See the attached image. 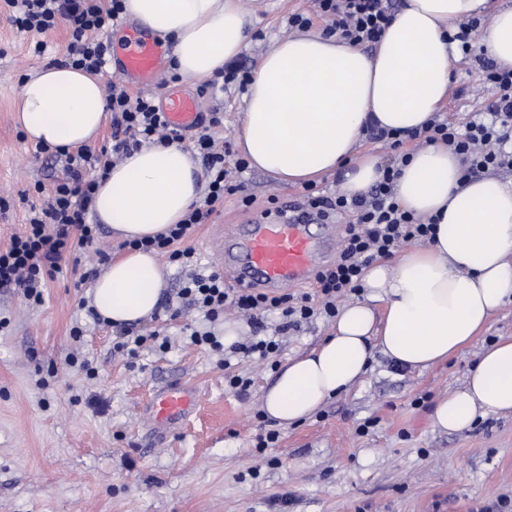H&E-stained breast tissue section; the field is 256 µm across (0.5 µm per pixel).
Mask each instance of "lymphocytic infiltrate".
I'll return each mask as SVG.
<instances>
[{
	"mask_svg": "<svg viewBox=\"0 0 512 512\" xmlns=\"http://www.w3.org/2000/svg\"><path fill=\"white\" fill-rule=\"evenodd\" d=\"M14 23L23 31L46 34L58 22H65L69 43L66 62L88 72L104 71L108 64L107 47L100 36L115 27L124 16L123 0H4ZM320 18L330 34H341L354 45L378 43L392 20V0H315L314 17L293 15L291 26L303 29ZM483 78L499 90L486 111L459 126L449 120L434 119L422 129H375L372 140L396 150V161L384 166L380 179L367 194L350 197L337 192L322 194L315 186L305 188L302 206L322 220L347 219L335 262L318 267L315 295L268 296L253 289L227 287L224 273L213 268L197 269L193 249L183 240L223 203L225 195L240 194L244 207L254 199L244 186L232 183L224 167V148L211 135L221 123L217 111L201 113L194 134L171 126L152 95L131 94L124 82L110 83L108 109L112 114V142L99 153L81 149L70 152L39 146V153H52L63 159L68 177L56 184L46 201L32 210L25 232L13 236L0 250V288L19 290L32 304H41L47 282L60 274L65 261L80 264L81 254L92 247L98 227L88 221L97 183L106 179L112 165L143 144L191 141L207 177V193L202 203L191 205L181 223L152 239L130 241L133 249L155 251L182 271L177 297L183 306L217 322L227 306L245 314L258 336L239 345L238 353L261 359L279 349L276 339L263 336L265 318L280 312V331H297L315 317L336 314L341 295L358 292L367 266L378 258L394 255L408 243L425 244L436 234L435 219L403 209L398 203L394 183L408 154L402 153L405 140L423 144L442 142L461 156L466 173L476 176L493 171L512 175V70L493 62L482 65Z\"/></svg>",
	"mask_w": 512,
	"mask_h": 512,
	"instance_id": "1",
	"label": "lymphocytic infiltrate"
}]
</instances>
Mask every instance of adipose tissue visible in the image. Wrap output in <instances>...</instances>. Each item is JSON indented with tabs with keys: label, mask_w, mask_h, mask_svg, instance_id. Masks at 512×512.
I'll use <instances>...</instances> for the list:
<instances>
[{
	"label": "adipose tissue",
	"mask_w": 512,
	"mask_h": 512,
	"mask_svg": "<svg viewBox=\"0 0 512 512\" xmlns=\"http://www.w3.org/2000/svg\"><path fill=\"white\" fill-rule=\"evenodd\" d=\"M487 0H405L372 52L337 35L304 32L275 41L253 71L236 130L251 167L284 185L345 169L342 189L364 194L379 161L359 146L367 127L419 129L448 97V31L484 13ZM142 30L171 40V66L184 81L214 76L250 41L241 0H124ZM486 56L512 69V5L482 28ZM108 116L101 74L43 68L20 87L14 117L29 141L93 143ZM203 170L178 143L133 151L95 191L92 213L119 239L154 236L180 223L202 190ZM402 206L437 220L433 243L366 271L365 301L344 305L317 349L290 360L264 398L287 427L311 417L364 376L374 352L404 370H425L460 352L512 302V186L469 177L447 146L415 151L396 182ZM167 287L156 255L127 251L92 285V304L110 323L151 316ZM383 301L375 310L374 301ZM512 411V339L488 347L463 389L440 401L435 428L459 432L477 413Z\"/></svg>",
	"instance_id": "adipose-tissue-1"
}]
</instances>
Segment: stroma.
I'll use <instances>...</instances> for the list:
<instances>
[{
	"mask_svg": "<svg viewBox=\"0 0 512 512\" xmlns=\"http://www.w3.org/2000/svg\"><path fill=\"white\" fill-rule=\"evenodd\" d=\"M251 27L241 61L254 70L272 41L289 34V19L312 13L313 0H241ZM35 35L10 22L0 0V248L25 229L31 206L65 176L62 164L37 154L21 139L14 101L24 79L64 60L68 35L58 25L36 54ZM165 106L175 95H194L215 107L214 128L232 158L241 155L235 126L245 92L238 83L203 91L182 84L163 66L154 89ZM477 59L457 61L445 116L465 123L496 98ZM238 196L223 205L189 239L202 266L215 264L208 237L219 224L245 216ZM119 242L103 228L79 271L49 280L45 302L30 305L14 289L0 288V512H512V413L476 417L469 428L448 432L432 425L437 403L463 387L490 344L512 338V304L494 314L482 332L448 361L422 372L393 368L376 355L371 370L349 391L302 423L275 428L262 417L263 396L288 360L331 336L335 321L320 317L300 332L280 336L267 360L239 354L222 358L190 344L183 334L194 311L145 322L161 328L167 349L147 348L137 358L113 351L112 328L89 315L90 284L83 272H104ZM81 326V340L71 329ZM92 360L87 376L70 356ZM251 382L242 397L228 374ZM195 386V413L181 425L160 427L148 413L154 389ZM277 430L268 448L259 434Z\"/></svg>",
	"mask_w": 512,
	"mask_h": 512,
	"instance_id": "stroma-1",
	"label": "stroma"
}]
</instances>
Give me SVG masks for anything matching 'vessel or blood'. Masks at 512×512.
<instances>
[{
  "mask_svg": "<svg viewBox=\"0 0 512 512\" xmlns=\"http://www.w3.org/2000/svg\"><path fill=\"white\" fill-rule=\"evenodd\" d=\"M163 56L160 42L132 31L113 72L137 87H151ZM199 115V102L194 98L172 100L165 111L168 122L180 129L192 128ZM336 235V225L309 223L299 218L295 201L284 200L276 214L257 211L244 223L218 228L209 247L232 287L283 290L310 281L315 267L334 246ZM198 403L195 389L171 387L153 395L151 414L156 422L175 424L186 419Z\"/></svg>",
  "mask_w": 512,
  "mask_h": 512,
  "instance_id": "1",
  "label": "vessel or blood"
}]
</instances>
